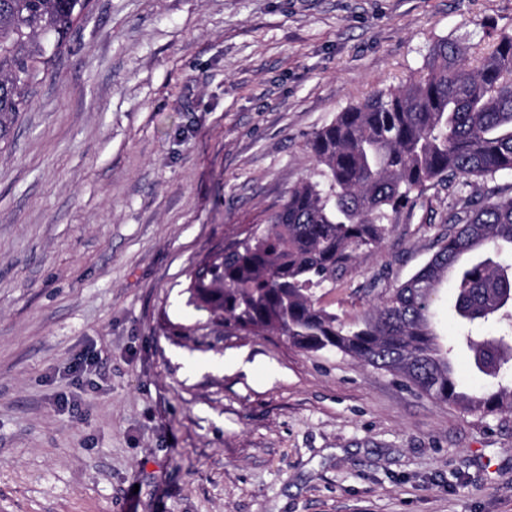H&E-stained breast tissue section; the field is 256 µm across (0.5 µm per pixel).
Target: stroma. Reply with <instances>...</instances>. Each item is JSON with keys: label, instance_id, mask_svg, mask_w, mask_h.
Here are the masks:
<instances>
[{"label": "stroma", "instance_id": "obj_1", "mask_svg": "<svg viewBox=\"0 0 512 512\" xmlns=\"http://www.w3.org/2000/svg\"><path fill=\"white\" fill-rule=\"evenodd\" d=\"M512 0H92L0 146V512H512V413L336 350L213 328L188 273L310 178L338 112L440 38L487 52ZM427 187L318 294L357 321L432 257ZM452 281L433 304L465 387Z\"/></svg>", "mask_w": 512, "mask_h": 512}]
</instances>
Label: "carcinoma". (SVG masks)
Listing matches in <instances>:
<instances>
[{
	"instance_id": "1",
	"label": "carcinoma",
	"mask_w": 512,
	"mask_h": 512,
	"mask_svg": "<svg viewBox=\"0 0 512 512\" xmlns=\"http://www.w3.org/2000/svg\"><path fill=\"white\" fill-rule=\"evenodd\" d=\"M89 4L0 0V143L53 77V59ZM310 149L319 179L292 188L261 231L201 261L190 273L188 303L215 325L277 332L306 352L335 349L435 400L475 413L511 412L505 364L512 346L465 336L475 368L500 382L464 392L453 348L437 342L430 305L455 267L462 321L512 316V264L486 258L457 267L467 252L512 249V194L469 197L448 213V234L431 260L356 323L328 310L315 289L336 283L378 245L413 192L512 174V35L499 36L474 68L457 43L435 41L417 78L338 113L314 133Z\"/></svg>"
}]
</instances>
